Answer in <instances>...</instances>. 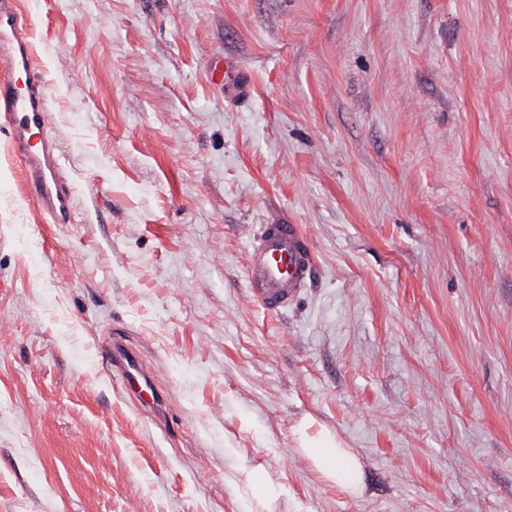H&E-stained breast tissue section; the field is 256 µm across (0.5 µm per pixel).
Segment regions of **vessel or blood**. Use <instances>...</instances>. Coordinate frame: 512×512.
<instances>
[{
    "mask_svg": "<svg viewBox=\"0 0 512 512\" xmlns=\"http://www.w3.org/2000/svg\"><path fill=\"white\" fill-rule=\"evenodd\" d=\"M0 63L20 76L16 82L0 81V116L10 129L7 157L23 175L25 194L51 222L70 223L74 188L62 171L55 141L45 133L46 82L18 0H0ZM314 270V253L300 225H262L247 266L249 299L264 310L281 311L303 292ZM105 356L125 388L142 393L147 379L136 353L116 339Z\"/></svg>",
    "mask_w": 512,
    "mask_h": 512,
    "instance_id": "b4317fda",
    "label": "vessel or blood"
}]
</instances>
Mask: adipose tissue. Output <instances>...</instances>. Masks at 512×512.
I'll list each match as a JSON object with an SVG mask.
<instances>
[{
    "instance_id": "obj_1",
    "label": "adipose tissue",
    "mask_w": 512,
    "mask_h": 512,
    "mask_svg": "<svg viewBox=\"0 0 512 512\" xmlns=\"http://www.w3.org/2000/svg\"><path fill=\"white\" fill-rule=\"evenodd\" d=\"M298 453L308 460L324 481L351 496L363 490V471L358 456L341 439L314 419L301 420L293 428Z\"/></svg>"
}]
</instances>
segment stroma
I'll return each instance as SVG.
<instances>
[{"mask_svg":"<svg viewBox=\"0 0 512 512\" xmlns=\"http://www.w3.org/2000/svg\"><path fill=\"white\" fill-rule=\"evenodd\" d=\"M19 2L75 195L27 200L0 118V512H244L246 470L275 512H512V0ZM279 220L316 270L270 313ZM314 270V253L300 225L264 224L250 249L246 272L250 302L279 312L298 298ZM103 354L115 375L120 377L126 390L137 393L140 398H143V387H147L148 382L136 353L126 347L122 341L114 338ZM298 453L308 460L324 481L336 485L351 496L363 490V471L358 456L333 434L312 418H305L293 427ZM245 475L251 498L262 504L266 512H274L272 506L283 495V488L269 483L254 470L247 471Z\"/></svg>","mask_w":512,"mask_h":512,"instance_id":"1","label":"stroma"}]
</instances>
